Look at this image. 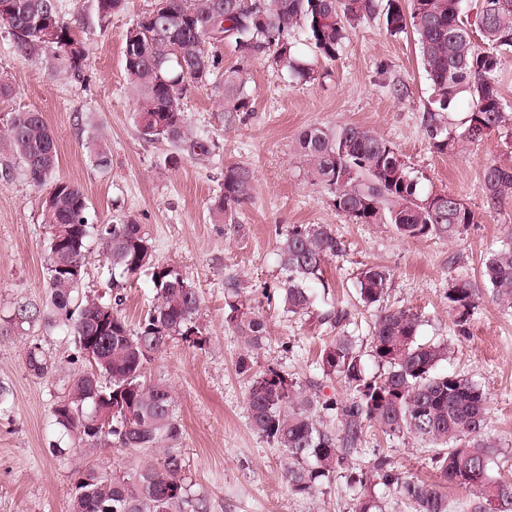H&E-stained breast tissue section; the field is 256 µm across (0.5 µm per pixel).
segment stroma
<instances>
[{
    "label": "stroma",
    "mask_w": 512,
    "mask_h": 512,
    "mask_svg": "<svg viewBox=\"0 0 512 512\" xmlns=\"http://www.w3.org/2000/svg\"><path fill=\"white\" fill-rule=\"evenodd\" d=\"M153 0H127L123 11L100 21L93 0H60L61 9L88 51L83 80L51 70L42 57L16 52L0 30V74L15 93L0 99V113L36 109L53 130L58 149L57 178L84 192L95 223L129 215L147 232L157 262L177 267L202 298L200 321L211 339L205 350L173 341L147 365L145 378L168 383L176 393L182 435L175 443L183 473L209 500V512H353L354 494L345 478L308 497L292 495L282 477V449L251 428L246 398L250 377L238 370L244 348L224 321V282L237 278L243 294L264 316L267 339L252 352L255 370L275 367L301 381H320L322 398L349 394L343 381L320 376L319 353L339 333L355 336L369 372L373 313L357 298L365 266L382 264L392 281L382 305L411 308L422 324L421 341H447L450 353L441 370L474 380L488 397L485 433L501 451L491 478L512 470V309L499 305L481 285L486 258L511 241L512 200L497 209L484 203L486 167L512 165V148L499 135L461 154L440 153L422 124L428 82L419 65L412 34L391 36L379 19L350 29L344 49L328 64L327 77L293 83L264 59L241 56L232 45L219 48L228 68L249 76L250 107L235 126L224 123L214 93L191 90L181 102L188 124L214 152L202 160L165 164L171 148L141 139L135 104L124 70V36ZM351 124L374 131L393 144L423 188L454 194L471 208L476 223L453 236L404 238L387 224H356L307 174L296 151L299 133L310 126ZM106 146L110 166L100 169L91 153ZM244 163L256 176L249 202L230 225L215 223L209 204L219 193L225 166ZM46 189L21 174L0 178V313L24 300L48 297L45 267L48 234L42 222ZM326 224L341 243L323 267L310 314L294 316L282 304L283 277L277 246L288 227ZM112 265L98 242H91L80 289L110 292ZM479 284V299L467 327L448 312L447 293L455 283ZM348 314L345 327L328 319ZM39 339L55 365L44 377L24 364L31 339ZM68 336L55 328L30 327L0 333V386L9 406L0 412V512H72L74 474L83 455L51 454L58 434L52 407L63 396L70 374L82 369ZM390 457L408 476L432 481L431 449L410 437L364 430L348 460L350 471L367 470L374 451Z\"/></svg>",
    "instance_id": "stroma-1"
}]
</instances>
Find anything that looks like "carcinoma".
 <instances>
[{"label":"carcinoma","instance_id":"cac0c4a2","mask_svg":"<svg viewBox=\"0 0 512 512\" xmlns=\"http://www.w3.org/2000/svg\"><path fill=\"white\" fill-rule=\"evenodd\" d=\"M464 0H165L144 12L125 34L124 69L135 102L134 122L148 142H166L181 157L203 159L211 147L191 128L179 101L191 89L210 87L224 110V123L234 125L250 106L247 78L240 69H225L220 44L209 41L215 25L230 33L227 43L247 58H266L288 78L310 82L319 76L288 36L301 30L312 51L325 62L336 59L347 39V25L378 15L387 33L412 32L431 94L422 116L425 133L440 153L465 151L489 134L512 126V113L496 81L502 59L512 53V0H480L474 21L463 11ZM0 28L24 55L46 52L77 80L83 78L86 47L71 23L61 15L59 0H0ZM125 0H94L100 20L123 10ZM478 30L485 47L473 39ZM469 115L463 130L448 126L462 94ZM296 150L307 174L332 195L334 207L356 224H388L408 238L448 236L461 224L475 223L474 212L456 196L443 192L448 208L433 211L419 178L412 175L394 146L369 129L347 125L338 130L311 126L298 136ZM0 154L4 174L14 160L35 186L50 185L42 208L49 237L45 279L51 309L24 301L0 315V327L59 326L72 337L77 357L88 369L73 374L67 393L52 410L54 424L68 438L50 445L53 453L80 452L92 458L117 444L133 452L151 451L180 437L174 392L162 381L146 383V364L174 340L195 349L209 343L199 320L201 295L170 264L154 260L142 225L122 215L110 224L91 221L89 206L77 185L53 179L58 153L53 134L41 112L25 110L0 117ZM255 173L246 165L224 168L221 191L210 203L214 223H224L251 200ZM488 207L512 198V166L491 165L483 174ZM97 238L113 273L123 278L151 271L154 303L138 325L120 313V289L97 297H79L86 252ZM341 251V243L326 225H295L279 241L284 277L285 311L302 315L313 304L311 287L322 281L325 259ZM485 286L493 297L512 308V242L485 262ZM392 280L383 265L365 267L358 279L360 301L378 307L370 325L372 357L381 372L369 376L363 355L351 336L336 337L321 352L318 369L325 377L344 381L351 390L345 400H319L320 384H305L277 368L252 372L250 352L266 339L267 323L241 296L239 282H225L224 320L246 349L239 371L252 375L247 407L250 426L283 449L288 490L309 496L325 480L344 470L351 447L365 427L375 425L392 436L411 435L433 446L437 480L425 482L404 475L387 458L376 457L366 472L350 473L357 489L354 512H382L373 494L381 485L394 491L409 512H451L445 487L455 485L473 500L471 512H503L512 505V484L489 479L498 459V445L484 433L485 392L468 378L440 372L448 358L445 342L418 340L420 315L410 308H383L381 300ZM478 298L477 286L458 282L448 289V307L458 325L467 324ZM112 316V332L98 349L87 352L85 338L96 333L97 318ZM29 372L44 376L51 364L38 340L25 351ZM112 408L108 424L99 413ZM332 411L347 447L337 446L336 434L318 421ZM181 459L173 448L154 462L123 475L98 465L77 473L73 483L74 512H208L206 498L195 493L181 474Z\"/></svg>","mask_w":512,"mask_h":512}]
</instances>
